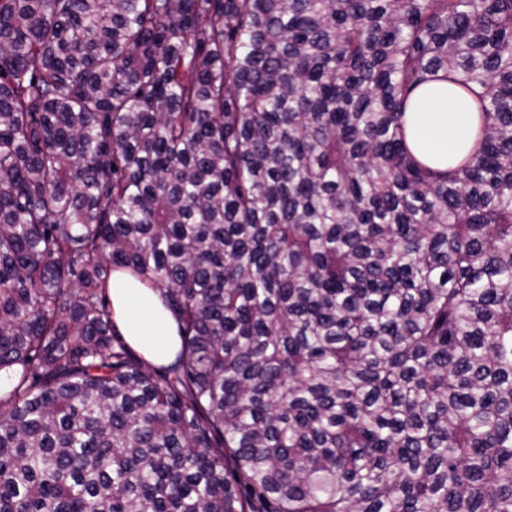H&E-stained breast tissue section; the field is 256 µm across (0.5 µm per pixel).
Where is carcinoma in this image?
I'll return each instance as SVG.
<instances>
[{
    "label": "carcinoma",
    "mask_w": 512,
    "mask_h": 512,
    "mask_svg": "<svg viewBox=\"0 0 512 512\" xmlns=\"http://www.w3.org/2000/svg\"><path fill=\"white\" fill-rule=\"evenodd\" d=\"M0 378V512H512V0H0ZM430 90L412 96L404 114L410 150L422 162L448 169V158L469 152L478 138L477 97L458 94L448 82L437 81ZM108 290L113 319L126 341L149 363H167L179 348L180 341L176 321L159 291L124 270L112 272ZM130 345L133 356L142 357Z\"/></svg>",
    "instance_id": "carcinoma-1"
}]
</instances>
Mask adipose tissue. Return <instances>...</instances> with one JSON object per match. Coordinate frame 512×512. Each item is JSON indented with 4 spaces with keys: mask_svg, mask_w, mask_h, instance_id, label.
<instances>
[{
    "mask_svg": "<svg viewBox=\"0 0 512 512\" xmlns=\"http://www.w3.org/2000/svg\"><path fill=\"white\" fill-rule=\"evenodd\" d=\"M410 150L422 162L447 169L448 160L469 152L478 138L475 95L459 94L443 81L413 94L404 114ZM108 290L113 319L126 341L151 364L167 363L180 346L178 329L159 291L124 270L113 272Z\"/></svg>",
    "mask_w": 512,
    "mask_h": 512,
    "instance_id": "ef3b65f1",
    "label": "adipose tissue"
}]
</instances>
